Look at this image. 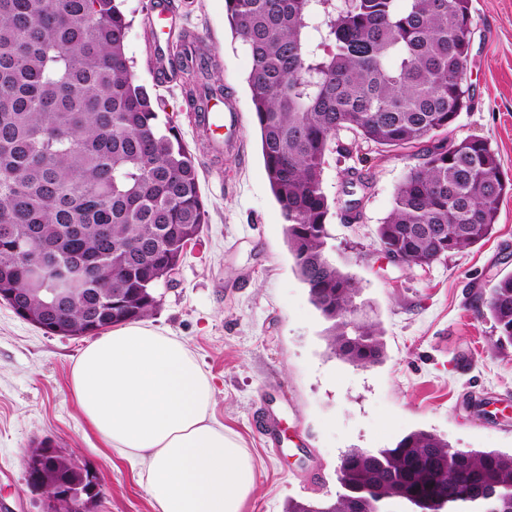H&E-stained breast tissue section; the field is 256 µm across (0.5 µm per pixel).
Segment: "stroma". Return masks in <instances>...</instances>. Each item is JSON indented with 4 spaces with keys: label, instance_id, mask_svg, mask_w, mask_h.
Segmentation results:
<instances>
[{
    "label": "stroma",
    "instance_id": "35a3bbf8",
    "mask_svg": "<svg viewBox=\"0 0 512 512\" xmlns=\"http://www.w3.org/2000/svg\"><path fill=\"white\" fill-rule=\"evenodd\" d=\"M176 24L214 50L243 114L232 137L242 150L215 161L189 123L185 77L159 85L150 59L156 32L149 0H123L132 20L127 53L193 153L208 222L186 250L146 322L188 344L216 390L215 415L257 465L244 512H285L290 500L322 501L341 490L348 449L395 447L425 430L454 448L512 450V347L498 349L490 318L475 308L497 274L512 273V193L493 235L429 268L386 258L377 227L417 164L415 149L363 145L330 155L324 184L336 199L329 257L353 275L358 302L378 323L383 360L361 367L331 353L326 321L312 305L288 248L286 225L264 169L245 76L251 58L229 30L224 0H173ZM471 105L448 129L457 141H488L512 179V0H473L464 74ZM369 184L361 216L346 221L345 170ZM87 337L44 332L0 302V512H46L27 477L25 454L49 441L96 474L91 512H155L130 462L82 418L68 378Z\"/></svg>",
    "mask_w": 512,
    "mask_h": 512
}]
</instances>
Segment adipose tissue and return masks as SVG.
Returning a JSON list of instances; mask_svg holds the SVG:
<instances>
[{
  "label": "adipose tissue",
  "instance_id": "ef3b65f1",
  "mask_svg": "<svg viewBox=\"0 0 512 512\" xmlns=\"http://www.w3.org/2000/svg\"><path fill=\"white\" fill-rule=\"evenodd\" d=\"M70 387L81 416L138 466L157 512H243L255 461L216 420L215 388L184 341L117 327L80 351Z\"/></svg>",
  "mask_w": 512,
  "mask_h": 512
}]
</instances>
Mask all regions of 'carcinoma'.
Wrapping results in <instances>:
<instances>
[{
	"label": "carcinoma",
	"mask_w": 512,
	"mask_h": 512,
	"mask_svg": "<svg viewBox=\"0 0 512 512\" xmlns=\"http://www.w3.org/2000/svg\"><path fill=\"white\" fill-rule=\"evenodd\" d=\"M232 35L246 48L251 112L288 246L312 304L329 323L333 353L383 358L381 333L357 320V279L328 256L333 200L326 156L362 144L418 148L377 238L406 266L424 267L488 238L512 191L498 153L473 138L439 137L468 107L463 85L472 0H225ZM131 20L116 0H0V290L29 297L28 311L62 336H93L148 316L186 244L208 223L194 156L160 117L126 52ZM174 71L194 75V112L226 96L202 53L181 47ZM75 264L58 272L56 254ZM97 268L112 283L81 279ZM48 288L67 291L56 311ZM512 346V275L492 280L479 309ZM343 492L287 512H512V453L453 448L414 431L393 448L348 450ZM88 469L62 459L47 496L91 484Z\"/></svg>",
	"instance_id": "obj_1"
}]
</instances>
